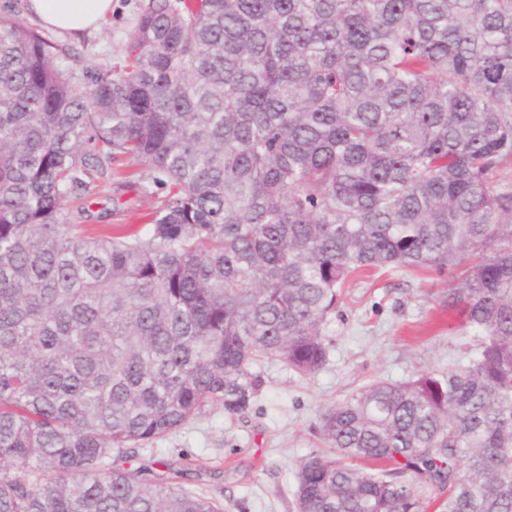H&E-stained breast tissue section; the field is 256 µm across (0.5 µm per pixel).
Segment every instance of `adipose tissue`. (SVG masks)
I'll use <instances>...</instances> for the list:
<instances>
[{
    "label": "adipose tissue",
    "mask_w": 512,
    "mask_h": 512,
    "mask_svg": "<svg viewBox=\"0 0 512 512\" xmlns=\"http://www.w3.org/2000/svg\"><path fill=\"white\" fill-rule=\"evenodd\" d=\"M44 26L59 32H80L98 26L112 10V0H29Z\"/></svg>",
    "instance_id": "adipose-tissue-1"
}]
</instances>
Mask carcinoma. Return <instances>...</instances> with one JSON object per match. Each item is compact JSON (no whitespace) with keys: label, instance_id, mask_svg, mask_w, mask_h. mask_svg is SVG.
<instances>
[{"label":"carcinoma","instance_id":"1","mask_svg":"<svg viewBox=\"0 0 512 512\" xmlns=\"http://www.w3.org/2000/svg\"><path fill=\"white\" fill-rule=\"evenodd\" d=\"M74 62L0 14V512H224L119 462L316 373L366 269L448 273L472 357L325 411L297 512H512V0H144ZM121 160L166 199L91 234Z\"/></svg>","mask_w":512,"mask_h":512}]
</instances>
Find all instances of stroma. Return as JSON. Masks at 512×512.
<instances>
[{
  "label": "stroma",
  "mask_w": 512,
  "mask_h": 512,
  "mask_svg": "<svg viewBox=\"0 0 512 512\" xmlns=\"http://www.w3.org/2000/svg\"><path fill=\"white\" fill-rule=\"evenodd\" d=\"M142 0H112L100 27L80 36L60 34L85 66L111 63L135 25ZM166 192L145 168L124 162L112 179L92 183L81 203L86 224H143ZM447 276L434 272L360 273L343 288L327 326L325 364L301 376L283 363L260 367V385L238 414L207 410L193 422L127 462L187 467L186 488L216 496L224 512H296L295 474L302 460L326 447L319 431L322 413L384 380L404 383L424 373L468 361V336L448 326L442 296Z\"/></svg>",
  "instance_id": "35a3bbf8"
}]
</instances>
